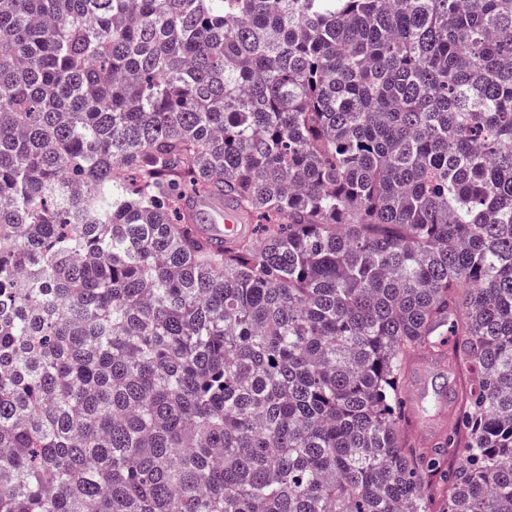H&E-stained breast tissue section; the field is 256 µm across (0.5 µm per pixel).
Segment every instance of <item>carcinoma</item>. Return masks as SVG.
Returning a JSON list of instances; mask_svg holds the SVG:
<instances>
[{"mask_svg":"<svg viewBox=\"0 0 512 512\" xmlns=\"http://www.w3.org/2000/svg\"><path fill=\"white\" fill-rule=\"evenodd\" d=\"M0 512H512V0H0ZM202 212L204 221L209 223V235L217 242L240 236L247 229L246 224H239L240 219L233 212L224 211L219 203H204ZM442 374L441 366L430 359L420 357L413 361L405 382L410 403L417 411H420H414L413 430L421 439H431L448 426V407L442 409L439 413H432V416L421 412V393L425 388H430L431 381H434V384L438 386L442 382Z\"/></svg>","mask_w":512,"mask_h":512,"instance_id":"obj_1","label":"carcinoma"}]
</instances>
